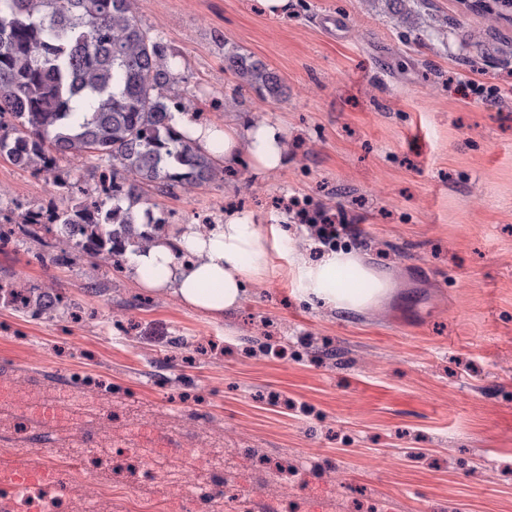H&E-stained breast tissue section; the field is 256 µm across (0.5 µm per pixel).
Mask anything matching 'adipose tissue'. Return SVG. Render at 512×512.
<instances>
[{
  "label": "adipose tissue",
  "instance_id": "ef3b65f1",
  "mask_svg": "<svg viewBox=\"0 0 512 512\" xmlns=\"http://www.w3.org/2000/svg\"><path fill=\"white\" fill-rule=\"evenodd\" d=\"M173 122L223 159L225 166L244 154L266 172L288 164V145L277 124L262 120L242 128L201 122L192 113L179 111ZM126 258L128 274L142 288L174 297L215 320L239 309L249 285L262 281L275 267L301 299L328 310L363 311L378 303L391 286L356 252L331 250L310 261L285 226H262L239 212L225 213L216 224L176 225L145 247L129 249Z\"/></svg>",
  "mask_w": 512,
  "mask_h": 512
}]
</instances>
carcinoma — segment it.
Masks as SVG:
<instances>
[{
    "label": "carcinoma",
    "mask_w": 512,
    "mask_h": 512,
    "mask_svg": "<svg viewBox=\"0 0 512 512\" xmlns=\"http://www.w3.org/2000/svg\"><path fill=\"white\" fill-rule=\"evenodd\" d=\"M511 11L512 0L485 9L491 23ZM224 63L260 101L283 94L280 75L251 56L232 49ZM185 83L133 0H0V155L46 184L63 181L54 209L67 249L55 264L88 255L97 272L123 261L128 245H146L165 223L153 217V197L224 180V162L172 123L173 110H193L194 95L178 89ZM90 158L112 176V193H91L82 175ZM17 230L50 233L24 215ZM32 292L19 274L0 283V299L22 312L64 299L54 281Z\"/></svg>",
    "instance_id": "cac0c4a2"
}]
</instances>
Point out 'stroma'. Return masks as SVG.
Returning a JSON list of instances; mask_svg holds the SVG:
<instances>
[{
    "mask_svg": "<svg viewBox=\"0 0 512 512\" xmlns=\"http://www.w3.org/2000/svg\"><path fill=\"white\" fill-rule=\"evenodd\" d=\"M394 0H135L141 23L181 57L200 117L280 124L287 168L242 156L223 184L155 199L153 215L194 224L236 210L288 226L317 259L352 247L393 288L364 312L300 300L279 271L224 320L143 291L125 270L88 277L53 248L13 238L0 279L57 280L68 306L39 315L0 302V378L55 405L50 425L0 402V467L37 468L93 440L68 512H125L127 485L172 499L169 474L224 456L225 476L260 504L281 499L272 466L297 470L299 512H512V22L460 0H428L396 22ZM483 30L482 43L468 35ZM235 48L274 69L286 92L237 98ZM474 81L494 97L463 95ZM238 103L226 107L225 102ZM31 173L0 158V207L46 202ZM346 228L319 238L320 207ZM280 403H272L271 393ZM148 452L142 478L117 449Z\"/></svg>",
    "mask_w": 512,
    "mask_h": 512,
    "instance_id": "obj_1",
    "label": "stroma"
}]
</instances>
